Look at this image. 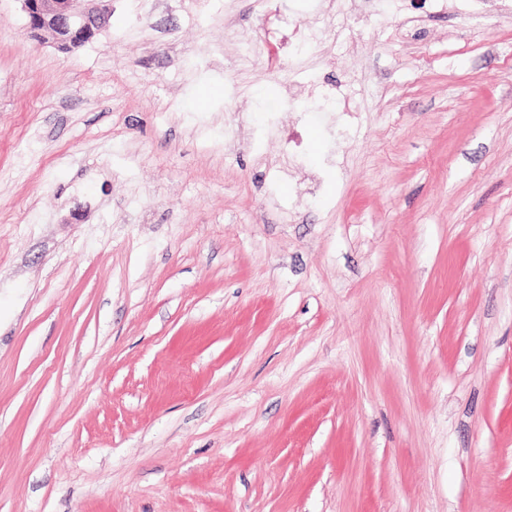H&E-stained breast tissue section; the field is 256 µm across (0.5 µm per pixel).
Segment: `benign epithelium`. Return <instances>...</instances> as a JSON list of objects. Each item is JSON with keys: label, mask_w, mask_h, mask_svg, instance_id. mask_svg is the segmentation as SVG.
<instances>
[{"label": "benign epithelium", "mask_w": 512, "mask_h": 512, "mask_svg": "<svg viewBox=\"0 0 512 512\" xmlns=\"http://www.w3.org/2000/svg\"><path fill=\"white\" fill-rule=\"evenodd\" d=\"M27 33L62 52L93 40L107 26L112 0H21Z\"/></svg>", "instance_id": "1"}]
</instances>
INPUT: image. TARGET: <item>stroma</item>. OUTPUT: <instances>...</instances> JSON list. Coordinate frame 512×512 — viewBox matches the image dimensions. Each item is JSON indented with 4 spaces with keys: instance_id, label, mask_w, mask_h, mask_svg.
I'll return each mask as SVG.
<instances>
[{
    "instance_id": "stroma-1",
    "label": "stroma",
    "mask_w": 512,
    "mask_h": 512,
    "mask_svg": "<svg viewBox=\"0 0 512 512\" xmlns=\"http://www.w3.org/2000/svg\"><path fill=\"white\" fill-rule=\"evenodd\" d=\"M335 4L0 0V512H512V0ZM27 33L38 42L48 39L62 52L96 38L107 26L112 0H20Z\"/></svg>"
}]
</instances>
